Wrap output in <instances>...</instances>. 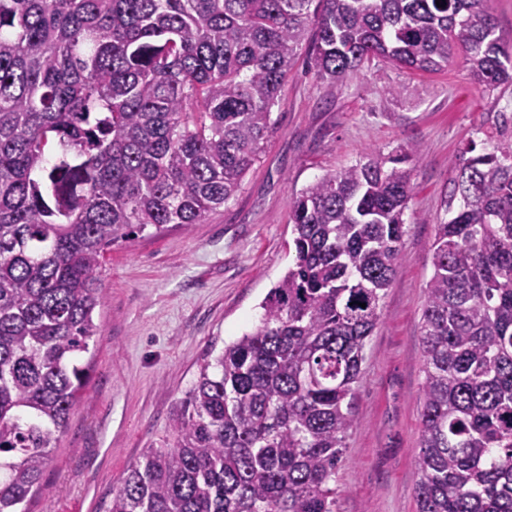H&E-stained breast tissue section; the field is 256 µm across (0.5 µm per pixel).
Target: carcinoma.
Returning <instances> with one entry per match:
<instances>
[{"mask_svg": "<svg viewBox=\"0 0 512 512\" xmlns=\"http://www.w3.org/2000/svg\"><path fill=\"white\" fill-rule=\"evenodd\" d=\"M455 48L475 83H512L489 0H0V512H28L85 395L107 253L237 195L299 52L333 81L371 59L442 71ZM420 154L296 195L260 323L200 366L108 512H336ZM458 169L422 312L418 512H512L507 124Z\"/></svg>", "mask_w": 512, "mask_h": 512, "instance_id": "obj_1", "label": "carcinoma"}]
</instances>
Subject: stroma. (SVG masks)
<instances>
[{"label": "stroma", "instance_id": "35a3bbf8", "mask_svg": "<svg viewBox=\"0 0 512 512\" xmlns=\"http://www.w3.org/2000/svg\"><path fill=\"white\" fill-rule=\"evenodd\" d=\"M512 94L470 80L462 55L438 73L365 64L315 78L298 55L275 129L241 191L205 223L170 225L113 248L103 270L101 334L81 354L86 395L58 437L29 512H106L113 488L164 435L209 354L257 324L287 270L290 203L316 178L369 154L420 145L395 276L365 349L337 512H417L424 379L420 340L435 226L447 217L466 144L483 148Z\"/></svg>", "mask_w": 512, "mask_h": 512}]
</instances>
